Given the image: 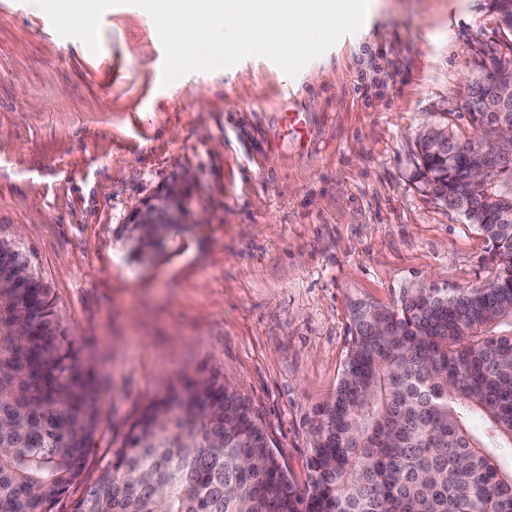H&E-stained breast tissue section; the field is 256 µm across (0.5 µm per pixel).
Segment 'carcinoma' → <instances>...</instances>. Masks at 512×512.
<instances>
[{"mask_svg":"<svg viewBox=\"0 0 512 512\" xmlns=\"http://www.w3.org/2000/svg\"><path fill=\"white\" fill-rule=\"evenodd\" d=\"M441 116L416 151L425 188L483 232L502 270L482 287L358 302L335 393L316 411L305 487L218 370L168 382L72 512H512V104ZM487 169L477 189L463 180ZM101 416L96 371L20 245L0 237V512H49Z\"/></svg>","mask_w":512,"mask_h":512,"instance_id":"carcinoma-1","label":"carcinoma"}]
</instances>
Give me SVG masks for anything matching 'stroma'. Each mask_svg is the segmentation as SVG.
<instances>
[{
    "mask_svg": "<svg viewBox=\"0 0 512 512\" xmlns=\"http://www.w3.org/2000/svg\"><path fill=\"white\" fill-rule=\"evenodd\" d=\"M509 41L487 0H379L296 76L252 56L166 85L142 8L104 11L94 53L35 0H0V233L51 288L103 402L54 512L169 380L213 369L306 484L352 305L500 274L487 239L418 179L414 145ZM165 203L162 245L139 249L129 224Z\"/></svg>",
    "mask_w": 512,
    "mask_h": 512,
    "instance_id": "35a3bbf8",
    "label": "stroma"
}]
</instances>
